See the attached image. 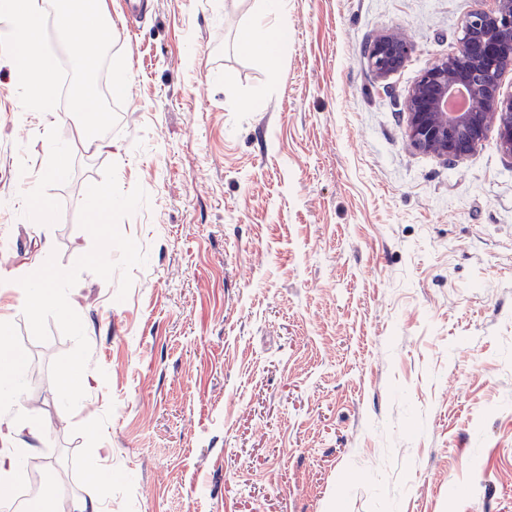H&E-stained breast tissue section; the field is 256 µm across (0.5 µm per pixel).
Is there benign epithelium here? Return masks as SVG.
<instances>
[{"mask_svg": "<svg viewBox=\"0 0 512 512\" xmlns=\"http://www.w3.org/2000/svg\"><path fill=\"white\" fill-rule=\"evenodd\" d=\"M488 10L469 13L457 50L436 61L407 95V139L415 149L455 164L495 131L502 154L512 159V92L502 77L512 70V0H492ZM413 50L399 33L376 36L364 54L375 77L386 80Z\"/></svg>", "mask_w": 512, "mask_h": 512, "instance_id": "1", "label": "benign epithelium"}]
</instances>
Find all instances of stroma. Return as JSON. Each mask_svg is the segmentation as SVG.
Instances as JSON below:
<instances>
[{"mask_svg": "<svg viewBox=\"0 0 512 512\" xmlns=\"http://www.w3.org/2000/svg\"><path fill=\"white\" fill-rule=\"evenodd\" d=\"M107 2L130 74L108 149L71 114L18 122L0 69V272L91 249L78 214L106 165L150 197L120 222L148 257L126 300L88 271L69 292L91 346L73 413L50 375L73 341L20 311L8 335L49 503L512 512V160L492 134L453 165L405 136L409 89L485 0H286L274 72L238 46L257 0H153L132 34ZM383 31L414 49L381 82Z\"/></svg>", "mask_w": 512, "mask_h": 512, "instance_id": "1", "label": "stroma"}]
</instances>
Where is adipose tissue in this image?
Listing matches in <instances>:
<instances>
[{"mask_svg": "<svg viewBox=\"0 0 512 512\" xmlns=\"http://www.w3.org/2000/svg\"><path fill=\"white\" fill-rule=\"evenodd\" d=\"M285 12L284 0H260L257 12L239 39L242 50L259 53L269 69H277L284 31L271 27L273 19ZM17 373L13 362L0 358V494L9 495L21 477V456L16 448L20 437L35 436L38 423L20 415H9L16 402Z\"/></svg>", "mask_w": 512, "mask_h": 512, "instance_id": "obj_1", "label": "adipose tissue"}]
</instances>
